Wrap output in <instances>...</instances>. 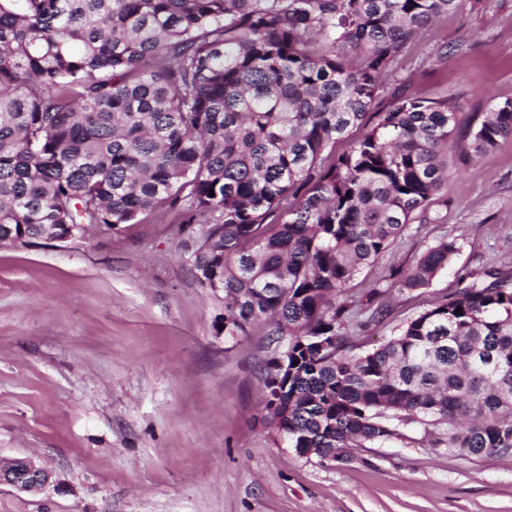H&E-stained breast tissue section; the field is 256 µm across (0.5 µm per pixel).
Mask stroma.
Here are the masks:
<instances>
[{
  "mask_svg": "<svg viewBox=\"0 0 512 512\" xmlns=\"http://www.w3.org/2000/svg\"><path fill=\"white\" fill-rule=\"evenodd\" d=\"M463 43L437 56L438 46ZM457 101L480 119L512 99V0H483L413 42L386 88ZM435 223L409 230L350 284L360 292L439 238L459 250L423 294L397 296L357 335L369 349L453 287L458 270L512 271V144L458 166ZM176 210L68 241L0 245V461L50 474L0 485V512H512V457H454L401 439L300 456L264 430L261 369L275 344L224 337V297L187 262ZM14 467L7 474L0 470V484L18 491L37 492L48 483V473L30 459H14Z\"/></svg>",
  "mask_w": 512,
  "mask_h": 512,
  "instance_id": "stroma-1",
  "label": "stroma"
}]
</instances>
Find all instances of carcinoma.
Wrapping results in <instances>:
<instances>
[{
  "label": "carcinoma",
  "instance_id": "1",
  "mask_svg": "<svg viewBox=\"0 0 512 512\" xmlns=\"http://www.w3.org/2000/svg\"><path fill=\"white\" fill-rule=\"evenodd\" d=\"M480 2L0 0V242L177 209L224 336L273 325L261 421L288 447L336 460L417 424L450 455L512 456V272L461 274L363 352L387 294L430 287L457 242L348 288L437 220L449 165L512 142V100L459 155L458 104L402 83L377 103L424 27Z\"/></svg>",
  "mask_w": 512,
  "mask_h": 512
}]
</instances>
